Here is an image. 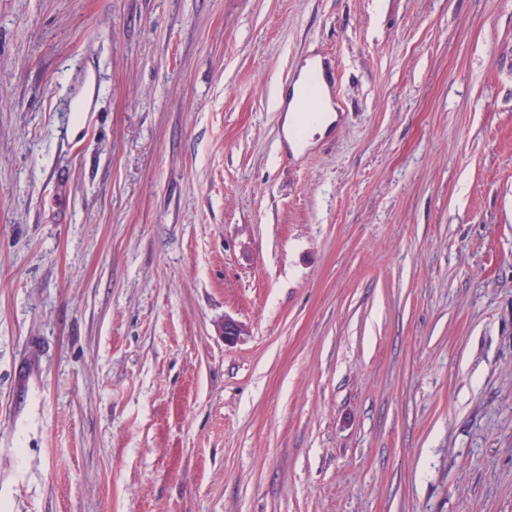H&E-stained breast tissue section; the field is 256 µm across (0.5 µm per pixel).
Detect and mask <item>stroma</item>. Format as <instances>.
I'll return each mask as SVG.
<instances>
[{"label":"stroma","instance_id":"stroma-1","mask_svg":"<svg viewBox=\"0 0 512 512\" xmlns=\"http://www.w3.org/2000/svg\"><path fill=\"white\" fill-rule=\"evenodd\" d=\"M0 512H512V0H0ZM313 73L314 82L311 89L308 92V110L310 112H325L324 111V100H325V85L327 86L330 96L335 103L340 102V95L336 82L331 81L327 78L325 70L320 72L319 67L315 68Z\"/></svg>","mask_w":512,"mask_h":512}]
</instances>
